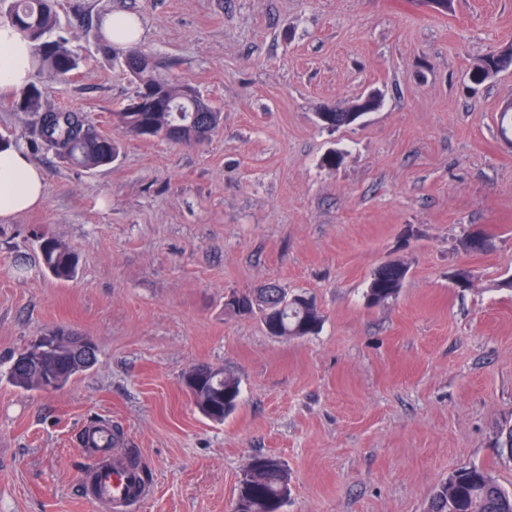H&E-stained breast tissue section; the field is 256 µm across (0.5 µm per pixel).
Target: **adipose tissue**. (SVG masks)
Listing matches in <instances>:
<instances>
[{
  "mask_svg": "<svg viewBox=\"0 0 512 512\" xmlns=\"http://www.w3.org/2000/svg\"><path fill=\"white\" fill-rule=\"evenodd\" d=\"M32 47L10 25H0V91L24 86L30 77ZM44 177L26 152L15 144L0 147V219L41 205Z\"/></svg>",
  "mask_w": 512,
  "mask_h": 512,
  "instance_id": "adipose-tissue-1",
  "label": "adipose tissue"
}]
</instances>
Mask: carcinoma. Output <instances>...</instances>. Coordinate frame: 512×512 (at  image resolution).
Segmentation results:
<instances>
[{
    "label": "carcinoma",
    "mask_w": 512,
    "mask_h": 512,
    "mask_svg": "<svg viewBox=\"0 0 512 512\" xmlns=\"http://www.w3.org/2000/svg\"><path fill=\"white\" fill-rule=\"evenodd\" d=\"M0 22L10 23L33 46V69L40 75L65 80L81 63L67 46V41L55 35L57 16L55 0H11ZM125 66L137 84L136 94L124 107L113 113L116 127L146 140H165L190 145L206 140L197 132L204 127L215 132L221 115L214 109L194 112L192 99L185 91L191 85L157 72L152 58L140 47L132 46L125 54ZM512 68V48L490 53L473 69L481 80L492 71L500 73ZM17 111L29 114L41 144L48 146L71 163L95 170L112 163L119 152L118 141L102 134L80 112L51 109L43 103L41 87L30 83L16 92ZM380 99L366 105L363 112L352 113L345 107H333L331 112L316 113L317 123L329 130L350 126L366 113L376 110ZM39 250L44 267L57 280L68 281L77 273L78 260L68 246L45 234L39 238ZM407 269L398 262L378 267L372 274L366 299L372 305H384L397 298ZM225 309L242 317L258 315L265 330L280 338L304 337L317 333L322 317L312 298L286 292L278 284H270L257 294L238 293ZM24 352L12 358L8 379L17 388L40 390L49 376L65 386L72 377L91 368L94 361L83 360L72 351L47 347L41 357L30 358L25 366ZM190 388L196 393V403L206 417L222 422L238 406L240 382L229 373L195 375ZM257 476L239 496L245 498L246 512H282L288 498V470L272 455L253 457ZM429 512H512V491L504 489L486 470L468 468L437 489Z\"/></svg>",
    "instance_id": "carcinoma-1"
}]
</instances>
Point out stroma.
Segmentation results:
<instances>
[{"label": "stroma", "instance_id": "obj_1", "mask_svg": "<svg viewBox=\"0 0 512 512\" xmlns=\"http://www.w3.org/2000/svg\"><path fill=\"white\" fill-rule=\"evenodd\" d=\"M111 12L140 17L141 47L221 124L194 147L122 136L90 171L32 147L0 95V134L45 181L39 208L0 220V512H105L80 495L93 458L76 442L104 419L152 485L131 512H232L259 454L288 468L284 512H428L473 466L512 490V70L467 78L512 45V0H58L82 63L41 76L44 100L107 135L136 90L103 51ZM370 92L360 123L318 125ZM43 230L75 251L74 279L45 270ZM387 262L403 286L369 305ZM270 282L314 299L318 333L225 310ZM58 325L94 340V366L58 391L13 386L11 357ZM199 364L240 381L224 422L181 384ZM407 269L398 262L387 263L379 266L372 274L366 299L372 305L388 304L397 298Z\"/></svg>", "mask_w": 512, "mask_h": 512}]
</instances>
